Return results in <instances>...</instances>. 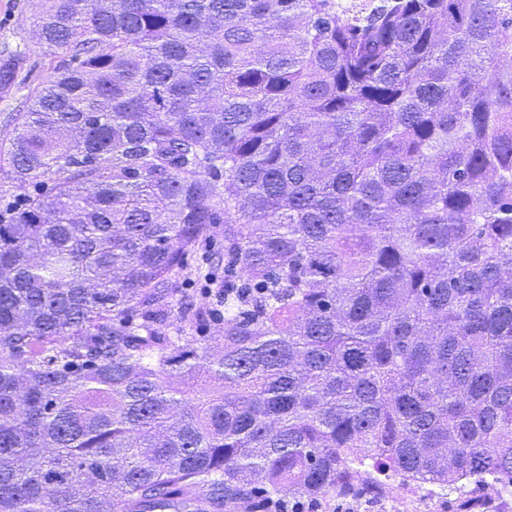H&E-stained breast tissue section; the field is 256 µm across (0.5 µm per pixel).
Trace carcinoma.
Segmentation results:
<instances>
[{
  "mask_svg": "<svg viewBox=\"0 0 512 512\" xmlns=\"http://www.w3.org/2000/svg\"><path fill=\"white\" fill-rule=\"evenodd\" d=\"M40 2L78 66L0 142L53 192L0 219V512L512 495V0ZM215 253H220L224 256V235L217 233L207 240L199 244L186 256V266L184 278L181 279V286L185 293V301L194 305H204L209 308L215 309L216 300L215 296H206L202 291L204 284L203 277L197 274V268L203 265V270L206 267V258Z\"/></svg>",
  "mask_w": 512,
  "mask_h": 512,
  "instance_id": "obj_1",
  "label": "carcinoma"
}]
</instances>
